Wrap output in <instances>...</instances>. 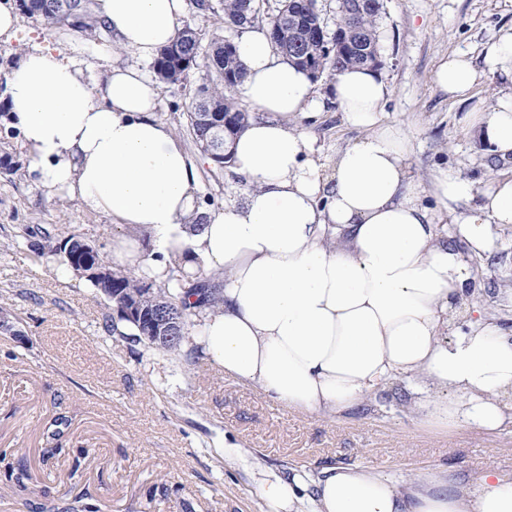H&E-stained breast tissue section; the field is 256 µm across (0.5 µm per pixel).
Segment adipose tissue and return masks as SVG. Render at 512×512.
I'll use <instances>...</instances> for the list:
<instances>
[{"instance_id":"ef3b65f1","label":"adipose tissue","mask_w":512,"mask_h":512,"mask_svg":"<svg viewBox=\"0 0 512 512\" xmlns=\"http://www.w3.org/2000/svg\"><path fill=\"white\" fill-rule=\"evenodd\" d=\"M187 9V0H97L116 60L93 84L46 48L22 54L5 76V99L30 180L129 227L110 251L136 272L165 280L170 256L193 252L186 268L204 264L222 288L187 345L288 409L336 418L402 378L431 430L512 427V404L502 401L512 393V339L469 302L462 257L441 241L432 218L470 196L471 185L442 177L435 207L425 205L410 174L408 135L381 120L390 89L367 67L342 71L328 87L345 122L366 135L323 172L310 140L289 124L314 104L309 74L284 61L265 31L250 29L237 42L245 68L237 92L264 117L236 138L232 160L249 189L241 202L202 215L197 166L156 118L160 83L142 68L174 39ZM124 54L133 63L121 62ZM486 62L508 85L472 122L506 160L512 29ZM484 72L454 55L439 63L435 82L463 104ZM511 224L512 178H503L481 191L458 230L488 251L492 226ZM459 312L467 329L445 338ZM438 389L453 391L454 400H439ZM253 478L264 512H512V480L491 468L474 492L442 471L405 480L344 464L315 477L297 468Z\"/></svg>"}]
</instances>
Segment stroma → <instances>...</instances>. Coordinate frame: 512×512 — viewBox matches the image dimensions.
Here are the masks:
<instances>
[{"label": "stroma", "mask_w": 512, "mask_h": 512, "mask_svg": "<svg viewBox=\"0 0 512 512\" xmlns=\"http://www.w3.org/2000/svg\"><path fill=\"white\" fill-rule=\"evenodd\" d=\"M512 27V0H385L378 21L380 73L391 94L382 120L404 128L410 173L426 190L434 221L459 244L471 276L470 299L512 323V226L493 227L494 246L463 244L453 216L435 210L442 175L475 189L512 178L470 130L466 114L434 82L442 58L467 56L484 68L488 48ZM42 46L74 60L97 81L112 56V35L89 38L19 15L14 37L0 42V70ZM204 68L161 88L156 112L198 166V204L208 213L240 201L247 185L194 147L186 115ZM315 82L316 112L298 117L318 164L363 138ZM31 227L30 238L20 237ZM118 228L78 200L45 195L29 179L0 173V512H67L82 498L95 512H263L249 470L224 455L225 442L254 465L312 473L355 464L382 475L446 471L469 489L484 469L512 476V433L422 428L408 383L395 380L338 418L294 411L226 377L210 359L164 353L132 336L103 295L77 278L64 281L32 246L81 235L105 248ZM27 472L25 486L15 480Z\"/></svg>", "instance_id": "1"}]
</instances>
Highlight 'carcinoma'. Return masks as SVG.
Returning a JSON list of instances; mask_svg holds the SVG:
<instances>
[{
  "instance_id": "obj_1",
  "label": "carcinoma",
  "mask_w": 512,
  "mask_h": 512,
  "mask_svg": "<svg viewBox=\"0 0 512 512\" xmlns=\"http://www.w3.org/2000/svg\"><path fill=\"white\" fill-rule=\"evenodd\" d=\"M303 3L304 8L298 10L294 8L295 0H278L274 13L266 17L262 12L259 0H253L252 9L246 14L243 13V0H217L216 9L212 10V13L219 22L224 24L226 31L242 30L262 20L266 21L269 29L285 28L286 34L275 41L274 45L287 60L303 69L305 65L298 59V55L292 52L290 33L307 34L308 27L303 22L305 15H322V10L318 7V0H303ZM83 11L84 23L78 32L84 36L94 37L102 29V24L96 18L90 5H83ZM384 11V0H371V7L362 14L352 15L343 11L336 12V28L340 30L353 29L359 33L361 39L339 57L322 53L321 47L315 41L306 43L305 51L322 60L320 75L333 79L336 74L350 67H377V63H379L377 20ZM225 41H227L225 35L218 33L212 35L208 51L205 53L202 52V45L199 41L188 46V51L194 54L196 60L204 62L210 79L208 84L199 89L193 100L191 110L187 113V125L200 153L220 167L224 166V155L212 148L215 138L226 134L233 135L240 131L248 121L247 112L241 109L233 98L235 89L243 78V68L238 60L237 52L225 54L220 52L215 57L211 55V50L220 47ZM226 72L233 75V80L228 84L224 83V73ZM202 100L222 103L224 111L232 113L230 132L219 133L206 124L201 113L197 111L198 103ZM62 242L63 247L61 248L56 246L47 250L45 246H40L37 251L38 256L46 258L49 262L64 264L72 268L89 287L106 297L114 292H119L129 300L140 298L144 305L151 298L170 302L181 309L183 313L181 322V336L183 337L189 334L190 327L193 325L192 318L199 316V308L212 305L217 301L220 284L203 276L201 269L194 273H188L179 261L172 260L169 263L167 281L157 286L155 281L145 274L137 276L112 270L109 262L100 253L92 258V262L97 264V269L81 270L69 261L65 255V249L68 247L73 250L80 249L88 245V242L73 234L64 237ZM192 296L196 297L193 306L186 302V299Z\"/></svg>"
}]
</instances>
